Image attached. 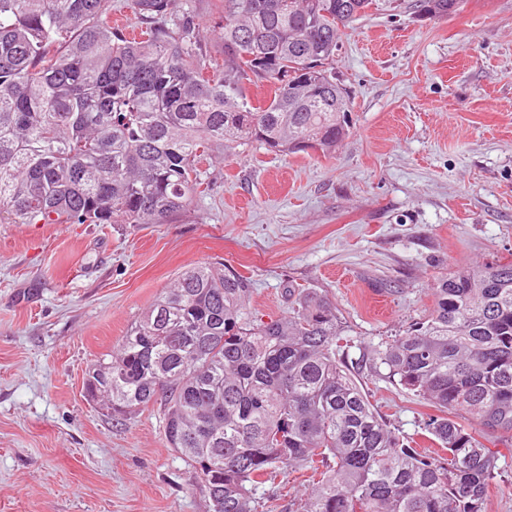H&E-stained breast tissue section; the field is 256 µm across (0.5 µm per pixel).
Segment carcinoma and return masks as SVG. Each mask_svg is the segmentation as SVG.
<instances>
[{"label": "carcinoma", "instance_id": "1", "mask_svg": "<svg viewBox=\"0 0 512 512\" xmlns=\"http://www.w3.org/2000/svg\"><path fill=\"white\" fill-rule=\"evenodd\" d=\"M179 2L131 0L135 38L112 27V0H0V220L170 224L218 145L336 153L351 116L337 34L376 0H224L219 70ZM254 77L272 86L258 106ZM251 292L221 263L186 268L86 377L117 419L163 409L205 512H259L255 486L297 467L318 475L302 512H486L498 466L481 434L512 439V261L451 267L427 320L372 355L435 408L425 431L444 457L374 412L336 357L334 303L291 288L288 315L265 321Z\"/></svg>", "mask_w": 512, "mask_h": 512}]
</instances>
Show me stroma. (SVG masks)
<instances>
[{
	"mask_svg": "<svg viewBox=\"0 0 512 512\" xmlns=\"http://www.w3.org/2000/svg\"><path fill=\"white\" fill-rule=\"evenodd\" d=\"M181 7L223 65L221 0ZM335 71L352 123L331 156L216 149L173 224L0 223V512H202L160 408L116 420L85 390L189 266L250 277L263 318L287 314L289 289L322 290L354 362L430 315L441 272L512 258V0H460L431 20L381 0L340 30ZM361 384L400 436L436 451L419 396L383 368ZM489 446L488 512H512V447ZM307 479L259 485L263 512H297Z\"/></svg>",
	"mask_w": 512,
	"mask_h": 512,
	"instance_id": "1",
	"label": "stroma"
}]
</instances>
